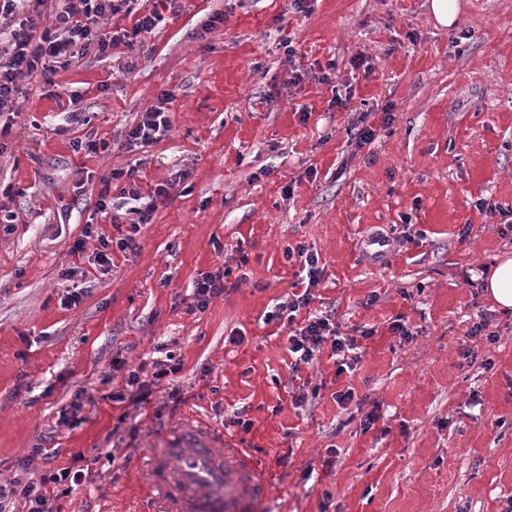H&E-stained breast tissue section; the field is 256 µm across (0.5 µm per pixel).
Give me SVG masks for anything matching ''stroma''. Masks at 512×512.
Instances as JSON below:
<instances>
[{
	"label": "stroma",
	"instance_id": "1",
	"mask_svg": "<svg viewBox=\"0 0 512 512\" xmlns=\"http://www.w3.org/2000/svg\"><path fill=\"white\" fill-rule=\"evenodd\" d=\"M429 2L307 0L300 12L293 0H174L140 54L91 50L53 84L27 79L0 135V210L18 215L0 225V483L40 478L42 460L26 471L18 462L48 437L92 462L63 512H143L139 470L194 421L253 450L267 490L243 512H512V311L476 279L512 255V230L474 207L512 206V0H459L450 28ZM217 12L223 24L208 29ZM164 90L169 131L124 147ZM389 102L391 124L356 148L360 113ZM80 141L102 148L74 152ZM76 166L98 180L137 167L145 195L170 187L136 250H113L108 272L96 236L114 230L93 215L96 191L74 188ZM410 224L422 246L365 259L374 227L399 237ZM88 225L94 237L71 253ZM301 242L324 266L314 309L334 311L342 333L375 334L358 340L351 374L321 351L300 373L320 396L297 409L287 335L263 316L290 292L297 267L285 250ZM208 275L220 294L188 312ZM73 286L87 296L61 308ZM400 314L416 331L405 342L388 330ZM483 316L496 343L468 336ZM234 334L242 344L229 343ZM160 344L182 362L184 402L168 406L161 389L112 402L122 387L113 350L133 368ZM468 348L491 369L467 364ZM346 388L379 404L385 426L350 419L331 397ZM82 389L92 403L61 423ZM237 410L249 432L229 425Z\"/></svg>",
	"mask_w": 512,
	"mask_h": 512
}]
</instances>
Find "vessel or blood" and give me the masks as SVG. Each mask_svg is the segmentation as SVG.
I'll use <instances>...</instances> for the list:
<instances>
[{"label":"vessel or blood","instance_id":"obj_1","mask_svg":"<svg viewBox=\"0 0 512 512\" xmlns=\"http://www.w3.org/2000/svg\"><path fill=\"white\" fill-rule=\"evenodd\" d=\"M151 512H237L261 495L264 480L250 454L223 434L187 423L147 466Z\"/></svg>","mask_w":512,"mask_h":512}]
</instances>
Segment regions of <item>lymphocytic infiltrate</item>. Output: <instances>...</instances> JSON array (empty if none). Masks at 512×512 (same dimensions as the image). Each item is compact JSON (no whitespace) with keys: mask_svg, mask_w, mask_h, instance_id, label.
I'll return each instance as SVG.
<instances>
[{"mask_svg":"<svg viewBox=\"0 0 512 512\" xmlns=\"http://www.w3.org/2000/svg\"><path fill=\"white\" fill-rule=\"evenodd\" d=\"M131 0H63L61 11L55 17L54 28L35 31L31 21L22 10V0H0V35H6L10 46L6 55H0V112H12L26 90L20 79L33 74L39 75L44 82L66 69L76 54L96 47L99 54H106L112 47L124 46L129 53L137 54L144 50L148 34L163 20L159 10L165 0H156V7L143 10L134 19L131 28L109 29L112 17L128 8ZM172 99L171 92H161L155 104L145 109L143 118L125 134L126 147L148 145L156 142L170 128V118L165 109ZM135 169L114 171L100 181L97 193L96 210L110 216L113 228L128 226V233L117 238L120 250H132L136 247L134 235L141 225L149 223L158 201L167 198L166 185L159 184L152 195L143 196L133 188ZM130 181L122 203H114L111 195L112 184L118 180ZM287 259L298 262L306 273L307 288L302 293L288 294L276 303L273 310L265 314V322L287 319L294 328L288 336V353L292 358L290 369L299 372L302 366L311 364L321 349H329L331 358L336 361L337 373L353 369L358 358L355 354L357 339L346 336L336 326L334 313L313 314L304 322H297L301 309L307 308L314 299L312 287L319 284L323 269L319 264L317 252L304 244L288 247ZM126 362L113 357V370H126ZM182 364L173 353L154 360L151 367H138L126 370L125 387L113 392L111 399L120 403L127 396L142 401L152 395L154 387L160 386L168 375L181 371ZM82 454L71 456L69 466L61 467L44 475L40 481H13L12 485H0V512H6L13 497L24 498L29 504L28 512H61L58 505L61 488L75 490L86 478L81 464Z\"/></svg>","mask_w":512,"mask_h":512,"instance_id":"1","label":"lymphocytic infiltrate"}]
</instances>
